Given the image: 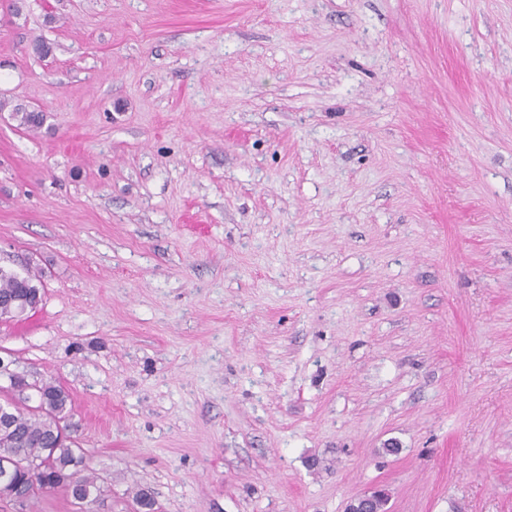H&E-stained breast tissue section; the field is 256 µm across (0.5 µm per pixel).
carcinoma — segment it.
<instances>
[{
    "label": "carcinoma",
    "mask_w": 512,
    "mask_h": 512,
    "mask_svg": "<svg viewBox=\"0 0 512 512\" xmlns=\"http://www.w3.org/2000/svg\"><path fill=\"white\" fill-rule=\"evenodd\" d=\"M11 108V117L24 129H39L44 116L22 103L0 101V111ZM45 294L41 275L29 270L19 275L0 266V319L12 320L37 294ZM12 383L0 386V409L9 419L0 428V497L25 505L40 492L62 487L69 497L96 502L104 489L87 464L83 449L70 440H59L60 429H72V406L65 389L52 382L12 373ZM135 512H159L154 493L145 488L132 492Z\"/></svg>",
    "instance_id": "cac0c4a2"
}]
</instances>
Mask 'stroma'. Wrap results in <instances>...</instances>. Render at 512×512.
<instances>
[{"mask_svg":"<svg viewBox=\"0 0 512 512\" xmlns=\"http://www.w3.org/2000/svg\"><path fill=\"white\" fill-rule=\"evenodd\" d=\"M0 100L91 512H512V0H25ZM32 110L34 112H44L43 110L34 108H32ZM34 112H30L23 103L11 105V117L18 122L19 128L34 130L42 127L45 121V115H34Z\"/></svg>","mask_w":512,"mask_h":512,"instance_id":"1","label":"stroma"}]
</instances>
